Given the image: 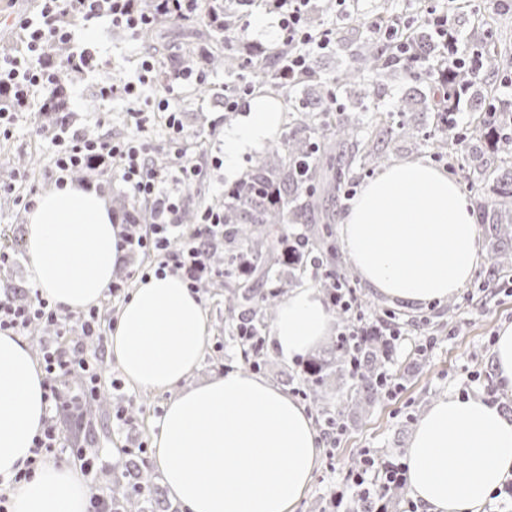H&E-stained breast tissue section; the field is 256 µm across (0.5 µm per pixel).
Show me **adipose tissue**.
<instances>
[{"instance_id": "ef3b65f1", "label": "adipose tissue", "mask_w": 512, "mask_h": 512, "mask_svg": "<svg viewBox=\"0 0 512 512\" xmlns=\"http://www.w3.org/2000/svg\"><path fill=\"white\" fill-rule=\"evenodd\" d=\"M282 122L277 101L253 100L224 135V162L260 148ZM120 226L99 192L76 185L42 194L27 215L29 269L53 306H96L122 252ZM340 245L382 296L409 305L447 302L481 260L469 197L422 159L394 163L348 203ZM333 324L318 289L296 288L278 310L271 346L284 360L310 351ZM209 324L202 301L175 275L148 276L121 307L107 350L124 377L149 391L175 390L158 420L153 460L183 512H296L322 443L304 406L246 371L190 383ZM46 416L43 374L27 343L0 334V475L30 455ZM407 484L424 512H479L512 475V420L499 404L448 394L420 419L407 449ZM91 489L73 465L50 464L19 484L13 512H87Z\"/></svg>"}]
</instances>
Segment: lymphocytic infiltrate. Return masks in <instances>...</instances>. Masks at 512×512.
Returning a JSON list of instances; mask_svg holds the SVG:
<instances>
[{"label": "lymphocytic infiltrate", "instance_id": "f902f5d3", "mask_svg": "<svg viewBox=\"0 0 512 512\" xmlns=\"http://www.w3.org/2000/svg\"><path fill=\"white\" fill-rule=\"evenodd\" d=\"M310 0H270L278 16L282 39L295 46L282 68L288 80L305 75L312 52L329 50L336 42V31L327 27L318 31L306 27L304 17ZM83 21L106 20L113 26L139 34L152 24L151 16L140 12L136 0H45L40 13L19 21V37L24 50L19 54H0V130L8 129L19 114L28 112L30 91L38 87L51 92L55 81L56 64L52 52L57 45L70 48L65 66L85 72L100 68L95 51L77 43L76 31L66 23V16ZM207 79L204 71L181 70L172 73L161 95L149 100L147 108L134 110L135 130L119 141L91 138L70 127L60 128L53 137L54 156L50 171L57 186H64L80 167L116 173L129 185L135 201L149 207L147 232H137L134 225H125L120 246L141 250L152 255L150 271L155 275L170 273L182 278L188 288L198 290L203 280L223 276V269L213 267L209 246L224 235V216L203 208L192 233H184L177 222L182 201L173 192V185H189L198 181L202 171L189 160L181 147L183 129L172 100L178 87L187 81L198 83ZM166 115L169 131L166 148H159L152 137L149 109ZM335 304L346 311L348 318L340 326L344 336H387L399 339L396 326H383L366 320L352 290L337 288ZM44 323L55 332L53 342L41 349L40 368L44 374V397L48 416L40 436L34 439L32 455L7 480L0 476V512H11L10 492L16 482L30 479L38 467L49 458H77L82 473L95 480L107 466L102 452L91 453L76 447L62 435L57 419L69 408L71 394L68 382L79 378L86 403H94L102 393V376L97 363L98 352L104 351L107 332L97 308L76 314H64L44 299L39 289H32L26 302L0 299V333L17 334L33 324Z\"/></svg>", "mask_w": 512, "mask_h": 512}]
</instances>
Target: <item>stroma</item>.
<instances>
[{
	"label": "stroma",
	"instance_id": "35a3bbf8",
	"mask_svg": "<svg viewBox=\"0 0 512 512\" xmlns=\"http://www.w3.org/2000/svg\"><path fill=\"white\" fill-rule=\"evenodd\" d=\"M457 2L469 18L462 29L463 34L490 33L497 46L507 47L512 52V13L494 16L493 0ZM447 7L448 0H345L324 18L325 25L336 29L337 45L321 53L320 60L330 71L343 66L350 49L358 46L361 37L370 35L371 21L388 15L418 18L428 11H441ZM247 19L248 28L231 40L234 48L261 52L280 43L275 14L259 6L251 10ZM77 34L81 43L99 50L101 73L106 77L132 78L147 54L140 37L112 27L107 21L78 25ZM208 84L209 93L202 98L196 96L193 84L182 86L177 101L183 125L182 147L203 171L188 200L193 207L223 199L225 189L237 182L261 156L257 150L244 153L238 158L234 172L225 170L222 164L224 133L239 126L248 109L243 106L236 112L225 111L223 73L210 74ZM65 86L73 129L92 138L115 140L133 132L130 102L122 99L102 102L96 92L94 76L70 73ZM406 120L410 133L405 139L386 147L389 161L431 159L433 153L428 133L433 123L432 113L411 112ZM53 151L34 109L18 117L9 135L0 134V184L11 183L16 187L15 193L0 194V252L13 254L17 260L16 265L0 266V292L20 294L33 285L27 264V212L16 196L32 187L41 193L54 189L55 184L49 178ZM21 156L28 159V166H17L16 160ZM482 249L483 260L478 272L457 292L458 305L453 310L437 302L411 307L386 299L363 279L355 280L354 286L366 308L392 312L403 323L425 319L429 326L421 332L407 333L397 342L394 359L388 366V374L394 383L392 394L350 419L338 443L323 448L320 464L296 512H320L321 503L340 489L344 490L345 496L339 512H356L357 499L347 491L356 459L366 452L405 459L416 422L434 400L451 392L485 397L499 403L512 399L494 384L492 354L498 328L512 323V275L493 284L486 283V272L495 258L490 238H483ZM228 282V277H216L198 290L209 317L210 330L201 362L191 376L192 382L201 383L226 371L246 367L241 348L229 333L224 304ZM418 344L428 345L427 356L417 367L406 369L405 364ZM123 393L137 405L133 415L136 422L134 438L152 441L157 432L156 411L165 406L170 392L142 390L128 383ZM68 425L82 427L89 445L107 451L112 470L101 475L91 490L111 494L114 475L120 472L124 462L120 448L125 442L124 436L112 428L111 412L96 411L88 416L74 417Z\"/></svg>",
	"mask_w": 512,
	"mask_h": 512
}]
</instances>
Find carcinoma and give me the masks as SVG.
Wrapping results in <instances>:
<instances>
[{"mask_svg": "<svg viewBox=\"0 0 512 512\" xmlns=\"http://www.w3.org/2000/svg\"><path fill=\"white\" fill-rule=\"evenodd\" d=\"M256 0H203L194 17L201 18L208 28L205 45H193L197 32L184 19L163 18L159 26L146 31L149 46L158 45L168 51L163 57L159 79L165 81L179 68L222 70L227 80L236 85L244 80L246 59L239 53L226 50L229 33L238 27L241 18L255 5ZM331 9L329 3H312L307 16L309 26L316 30L323 16ZM406 43L419 55L425 67L411 77L413 84L401 89L398 112H432L435 122L430 136L439 146L483 174L490 167L483 142L504 153L512 152V138L498 134V115L512 117V102L495 104L494 79L504 68L509 53L495 46L480 45L478 68L467 63L451 71L444 70V54L426 27L419 32H402L388 44L364 41L349 58L344 68L331 73L321 61H310L308 74L300 81L288 83L281 78V68L293 49L282 43L270 48L253 61L261 80L273 92H282L288 99L291 112L288 131L274 142L265 156L258 159L231 189L224 192V201L210 207L224 211V239L212 246V260L225 266L228 275L255 274V280L245 279L232 289L226 298L231 326L242 347L244 361L257 367L263 353L245 339H258L260 330L276 318L279 292L269 288L270 274L275 265L283 262L301 271L304 254L315 247L309 235L301 237L306 244L302 251L291 253L286 247L285 224H313L321 200L333 198L346 186L343 157L355 158L360 148L387 135L397 137L405 126L385 130H368L364 140L358 139L360 122L350 119L344 104L333 102L346 96L358 86L360 95L380 101L390 85L404 70L397 46ZM302 88L293 97L290 90ZM63 73L57 74L50 94L53 104L41 109L43 126L55 129L66 123L68 110L62 99ZM468 110L477 113L474 123L460 127L455 113ZM481 223L487 225L488 237L496 246L497 261L488 271V280L501 275L505 264L512 260V215L497 204H479ZM392 346L383 336H364L360 341L336 338L322 359L311 358L301 364L302 394L318 405L319 391L336 365L356 363L355 382L346 389L338 388L344 410L332 413L320 410L318 425L346 424L345 414L352 416L364 407L386 396L384 379L391 363ZM115 512H170L152 470L146 463L125 468L115 478L112 491Z\"/></svg>", "mask_w": 512, "mask_h": 512, "instance_id": "carcinoma-1", "label": "carcinoma"}]
</instances>
